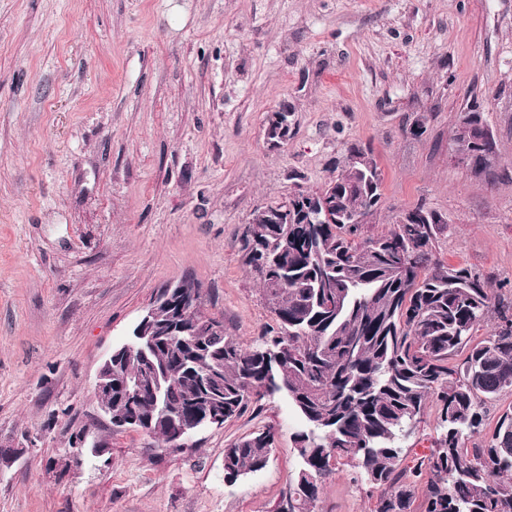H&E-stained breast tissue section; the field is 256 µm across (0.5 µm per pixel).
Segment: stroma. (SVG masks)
<instances>
[{
  "mask_svg": "<svg viewBox=\"0 0 512 512\" xmlns=\"http://www.w3.org/2000/svg\"><path fill=\"white\" fill-rule=\"evenodd\" d=\"M283 104L293 133L273 148ZM474 106L498 144L485 177L451 157ZM355 142L384 177L371 233L434 210L439 258L512 292V0H0V512H279L301 463L286 397L176 449L114 429L93 384L183 278L243 345L271 329L239 240ZM269 426L266 467L225 481V448ZM436 427L430 404L403 468ZM93 439L102 456L76 463ZM379 494L342 467L316 510ZM274 113H271L268 115L269 117V120H268V124H267V129H266V139H267V142L268 144L271 146V147H278L280 146L282 143L286 142L288 140V136L289 134L285 131V127L287 126L286 123L283 121V118L281 115L285 114L286 112H288L290 114L289 116V122H290V117H291V113L289 110H288V107L287 106H283L281 108H278L277 110L273 111ZM291 124V122H290ZM273 129H275V131L273 132Z\"/></svg>",
  "mask_w": 512,
  "mask_h": 512,
  "instance_id": "obj_1",
  "label": "stroma"
}]
</instances>
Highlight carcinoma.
<instances>
[{"mask_svg": "<svg viewBox=\"0 0 512 512\" xmlns=\"http://www.w3.org/2000/svg\"><path fill=\"white\" fill-rule=\"evenodd\" d=\"M482 113L466 112L453 139L480 136ZM471 150L465 167L482 164ZM383 174L336 163L321 190L336 197V222L295 203L257 239H241L243 264L261 285L276 328L246 348L226 329L195 336V323L174 307L154 326L167 334L149 346L136 335L112 360V416L168 442L174 420L224 409V420L251 402L284 394L303 429L294 435L302 460L281 512H315L324 482L338 466L382 488L373 512H512V408L497 418L482 445L486 405L512 389V301L492 296L491 278L442 262L434 252L443 224L395 216L381 235L366 234L359 216H374ZM498 315L488 336L478 327ZM140 391L134 392L135 385ZM437 411L431 453L416 462L412 481L400 468L403 441L414 433L429 400ZM270 428L224 449V479L263 469Z\"/></svg>", "mask_w": 512, "mask_h": 512, "instance_id": "carcinoma-1", "label": "carcinoma"}]
</instances>
